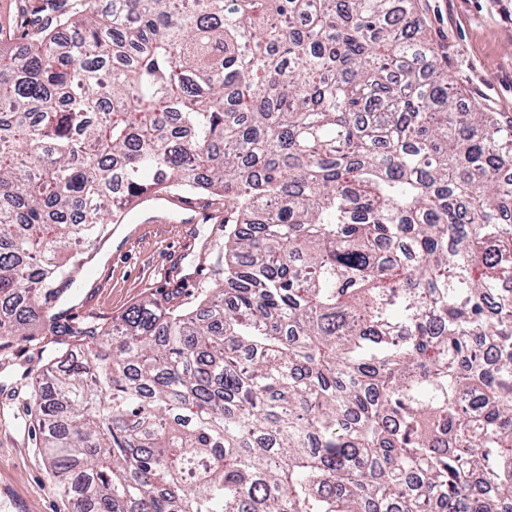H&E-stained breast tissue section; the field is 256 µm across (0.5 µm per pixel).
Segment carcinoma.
Wrapping results in <instances>:
<instances>
[{"label":"carcinoma","mask_w":512,"mask_h":512,"mask_svg":"<svg viewBox=\"0 0 512 512\" xmlns=\"http://www.w3.org/2000/svg\"><path fill=\"white\" fill-rule=\"evenodd\" d=\"M224 198L190 311H49L111 217ZM512 117L401 0H19L0 338L71 512H512Z\"/></svg>","instance_id":"1"}]
</instances>
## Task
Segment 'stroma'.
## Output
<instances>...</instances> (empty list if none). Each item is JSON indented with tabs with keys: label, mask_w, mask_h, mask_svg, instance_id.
<instances>
[{
	"label": "stroma",
	"mask_w": 512,
	"mask_h": 512,
	"mask_svg": "<svg viewBox=\"0 0 512 512\" xmlns=\"http://www.w3.org/2000/svg\"><path fill=\"white\" fill-rule=\"evenodd\" d=\"M426 35L460 95L459 107L512 116V0H411ZM224 203L210 194L143 203L85 254L59 310L109 323L151 295L194 307L215 275L205 254L224 227L213 218ZM57 345L34 330L0 340V512H68L38 449L32 382Z\"/></svg>",
	"instance_id": "stroma-1"
}]
</instances>
